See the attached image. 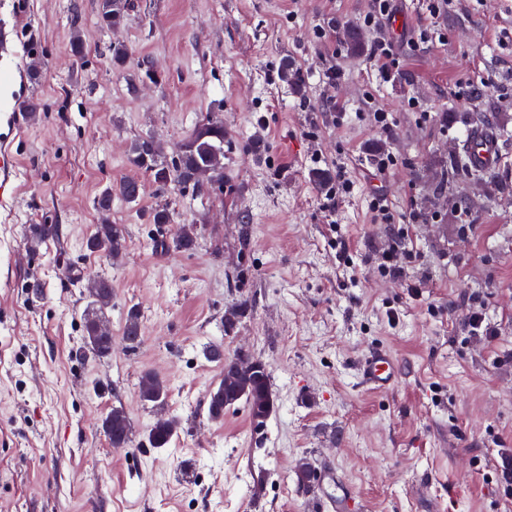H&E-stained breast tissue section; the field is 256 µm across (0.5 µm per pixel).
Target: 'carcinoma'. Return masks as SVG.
<instances>
[{
	"mask_svg": "<svg viewBox=\"0 0 512 512\" xmlns=\"http://www.w3.org/2000/svg\"><path fill=\"white\" fill-rule=\"evenodd\" d=\"M102 18L107 24L115 26L123 17L125 3L123 0H102ZM340 34L347 49L355 54L364 50L363 33L352 25L340 28ZM469 144L461 145L460 151L448 157L446 171L453 175L475 178L486 176V184L496 188L502 186L495 173L486 169L475 170L468 164ZM130 165L141 171L155 186L158 194L167 196L182 185L191 184L199 190L213 186H224V123L209 120L193 132L191 137L180 147L176 159L167 162L159 143L152 137H142L131 147ZM143 184L136 178H127L116 186L106 188L97 198L96 206L101 212H107L112 205V196L117 195L128 203L139 201ZM197 240V225L182 224L175 236L168 242H160L164 251H190ZM125 228L122 224H100L91 235L86 247L88 251L105 252L112 260L122 257L125 249ZM90 303L98 309L112 307V284L106 279L92 280L87 284ZM100 319L91 316L85 318L84 336L88 350L104 357L112 351V335L97 342L91 340L94 326ZM123 340L131 347L141 342L139 312L135 308L128 310L123 330ZM206 358L224 366V372L232 371L237 358L224 357V345L221 342L210 344L206 349ZM139 394L143 401L151 402L159 412L148 431L146 441L152 448L167 447L181 429V420L164 411L168 398V386L163 378L154 372L144 373L139 380ZM244 402L252 421L261 425L274 413L276 397L271 389L269 372L266 369L253 373L240 392L231 397H224V382L220 381L211 388L207 396V415L214 422L224 420V413L238 402ZM102 425L103 433L114 448H126L130 443V422L123 409L115 407L108 413Z\"/></svg>",
	"mask_w": 512,
	"mask_h": 512,
	"instance_id": "cac0c4a2",
	"label": "carcinoma"
}]
</instances>
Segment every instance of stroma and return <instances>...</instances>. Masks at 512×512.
<instances>
[{
    "instance_id": "35a3bbf8",
    "label": "stroma",
    "mask_w": 512,
    "mask_h": 512,
    "mask_svg": "<svg viewBox=\"0 0 512 512\" xmlns=\"http://www.w3.org/2000/svg\"><path fill=\"white\" fill-rule=\"evenodd\" d=\"M128 3L112 28L100 0H0V151L15 160V193L0 201V512H317L295 481L303 458L338 470L362 512H512V0H449L437 15L429 0H395L372 27L374 0ZM345 23L362 28L361 54ZM380 40L395 59L385 74ZM286 60L302 89L282 81ZM377 107L390 131L372 127ZM212 117L223 187L176 189L162 228L149 184L138 202L97 210L102 191L136 177V140L154 136L169 157ZM484 117L504 131L500 192L445 172ZM383 150L397 162L379 181ZM340 162L356 188L330 201L314 175ZM376 184L418 215L404 240L416 259L395 281L376 269L392 243L368 208ZM106 221L127 230L116 262L85 247ZM35 224L58 232L31 246ZM182 224L197 226L195 248L161 251ZM96 277L112 283L104 357L83 343ZM477 302L494 341L467 324ZM132 307L134 349L122 339ZM213 342L265 363L278 410L263 425L241 403L208 418L223 372L204 354ZM377 347L400 369L385 392L356 379ZM148 371L182 421L165 448L145 442ZM115 406L126 448L102 430ZM107 421L110 422V425H106ZM102 429L112 448H126L129 446L130 422L122 408H112V411L103 419Z\"/></svg>"
}]
</instances>
